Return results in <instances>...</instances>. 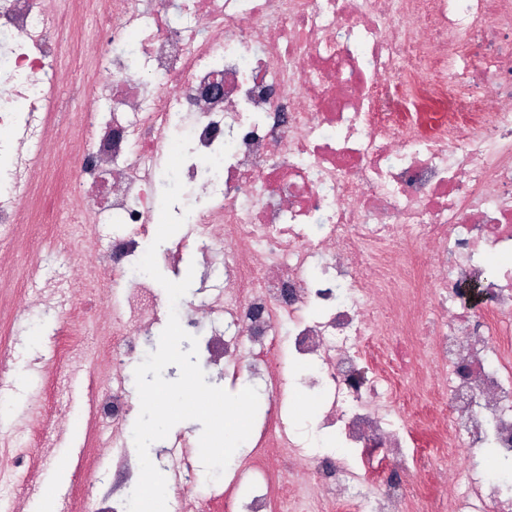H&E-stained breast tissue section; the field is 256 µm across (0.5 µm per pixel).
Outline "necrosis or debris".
<instances>
[{
    "label": "necrosis or debris",
    "instance_id": "necrosis-or-debris-1",
    "mask_svg": "<svg viewBox=\"0 0 512 512\" xmlns=\"http://www.w3.org/2000/svg\"><path fill=\"white\" fill-rule=\"evenodd\" d=\"M79 16L101 45L97 91L81 160L43 194L40 221L76 259L102 214L124 227L81 279L112 286L114 385L88 420L118 430L126 416L124 364L157 309L132 265L180 127V175L206 191L194 241L224 253L223 288L184 326L196 312L223 321L205 362L236 378L245 355L272 374L308 364L319 413L360 457L309 452L279 392L259 442L356 512H423L399 395L427 370L448 448L490 438L512 459V0H0V153L13 157L1 225L26 220L19 200L42 165L28 145L50 132L61 74L54 31ZM471 279L491 304L481 325L458 303ZM388 465L407 479L373 485ZM166 466L178 512H196L187 449ZM452 512H512V494L474 456Z\"/></svg>",
    "mask_w": 512,
    "mask_h": 512
}]
</instances>
